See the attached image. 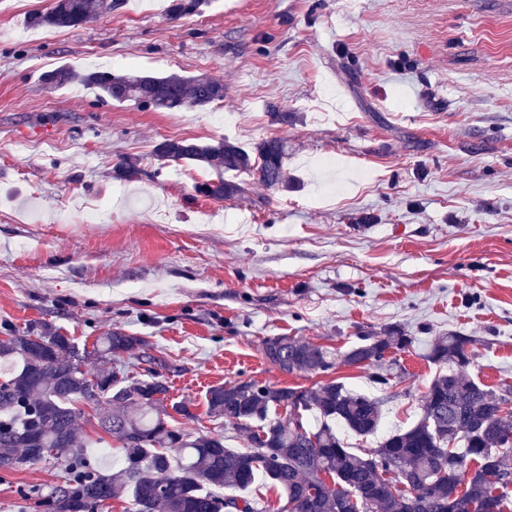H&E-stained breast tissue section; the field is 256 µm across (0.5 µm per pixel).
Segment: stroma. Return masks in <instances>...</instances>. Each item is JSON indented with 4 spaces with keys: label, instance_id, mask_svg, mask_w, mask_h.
<instances>
[{
    "label": "stroma",
    "instance_id": "stroma-1",
    "mask_svg": "<svg viewBox=\"0 0 512 512\" xmlns=\"http://www.w3.org/2000/svg\"><path fill=\"white\" fill-rule=\"evenodd\" d=\"M124 0L77 28L28 29L53 0H0V338L41 325L88 350L119 329L165 365L175 425L212 430L205 394L254 379L314 388L331 377L383 395L379 435L412 427L437 368L434 337L480 340L470 375L512 385V0ZM206 75L223 101L162 112L96 98L46 72ZM288 115L270 116L271 108ZM285 145L287 189L230 173L231 200L199 193L210 170L163 163L167 138ZM137 163L117 178L119 163ZM114 205L106 224L83 206ZM69 213L70 223L58 221ZM402 327L387 390L372 368L287 375L263 342L345 351ZM62 467L0 477V512H41L28 488Z\"/></svg>",
    "mask_w": 512,
    "mask_h": 512
}]
</instances>
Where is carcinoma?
<instances>
[{
	"instance_id": "carcinoma-1",
	"label": "carcinoma",
	"mask_w": 512,
	"mask_h": 512,
	"mask_svg": "<svg viewBox=\"0 0 512 512\" xmlns=\"http://www.w3.org/2000/svg\"><path fill=\"white\" fill-rule=\"evenodd\" d=\"M120 0H55L46 12H32V28L78 27L119 8ZM206 0H173L175 18L203 13ZM45 83L79 82L100 99L150 105L156 110L203 108L224 99V84L204 75L158 76L151 72L115 75L60 68ZM154 156L167 163L194 162L215 173L200 185L208 197H237L241 184L224 172L247 171L269 187L286 188L285 151L280 140L257 143L254 153L225 140L202 143L164 140ZM412 337L397 327L368 332L345 352L288 337L264 341L266 359L282 372L327 374L334 367L379 366L373 381L385 388L391 373L382 368L391 349ZM473 336L450 333L432 342L426 359L439 367L421 397L418 422L396 431L378 447L359 455L341 440L332 422L358 436L376 433L384 400L353 392L336 379L319 389L277 387L256 380L210 387L209 417L236 430L245 446H224V435L207 432L189 439L173 424L187 405H164L168 387L149 364L145 378H129L114 364L99 374L83 370L84 355L73 339L57 331H29L0 340V473L40 464H60L65 478L45 492L34 491L44 512H106L126 496L129 512H255L244 497L224 496L245 489L257 475L270 480L285 504L279 512H512V410L502 407L507 386L496 392L473 380ZM146 343L112 331L94 354L118 356ZM98 411V425L120 444L125 465L103 472L82 450V406ZM398 479L391 480L388 474Z\"/></svg>"
}]
</instances>
